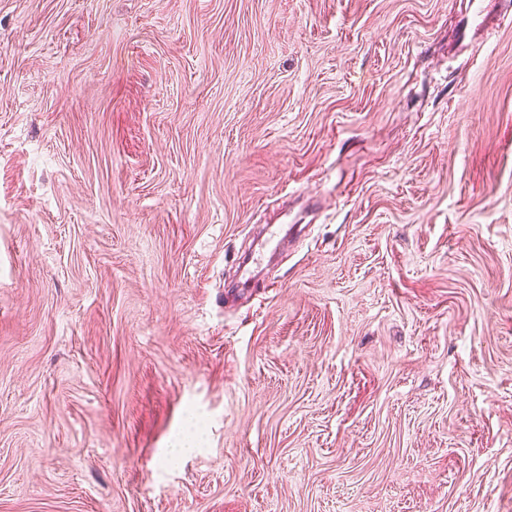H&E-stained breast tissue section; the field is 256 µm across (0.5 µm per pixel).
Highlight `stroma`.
<instances>
[{
  "instance_id": "obj_1",
  "label": "stroma",
  "mask_w": 512,
  "mask_h": 512,
  "mask_svg": "<svg viewBox=\"0 0 512 512\" xmlns=\"http://www.w3.org/2000/svg\"><path fill=\"white\" fill-rule=\"evenodd\" d=\"M482 7L0 0V512H512Z\"/></svg>"
}]
</instances>
